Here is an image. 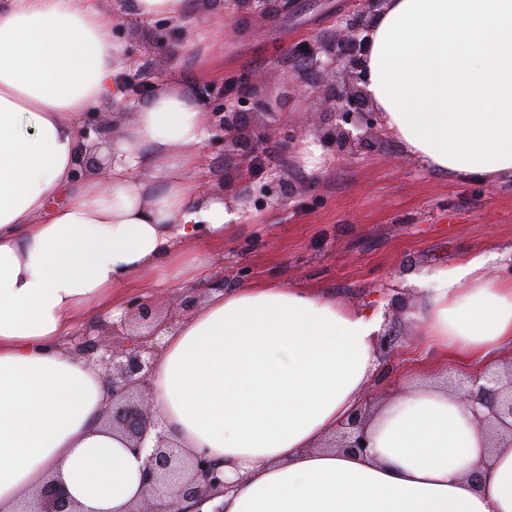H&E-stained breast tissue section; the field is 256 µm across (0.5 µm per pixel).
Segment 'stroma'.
I'll return each mask as SVG.
<instances>
[{"label":"stroma","mask_w":512,"mask_h":512,"mask_svg":"<svg viewBox=\"0 0 512 512\" xmlns=\"http://www.w3.org/2000/svg\"><path fill=\"white\" fill-rule=\"evenodd\" d=\"M99 3L116 16L112 37L137 59L140 78L186 80L203 105L222 97L226 77L261 82L272 71H287V85L268 88L278 102L274 117L285 122L299 117L319 83L312 72L293 75L288 56L306 43L333 39L337 19L355 7L354 0H290L261 23L242 14L201 17V24L224 27L223 38L215 40L163 18L140 24L133 0ZM313 143L306 137L285 154L268 145L251 178L261 186L269 171H279L291 194L287 206L275 210L252 202L249 220L227 228L223 239L202 241L197 255L223 271L229 290L275 280L387 316L398 336L393 355L382 378L360 394L373 406L421 383L471 374V367L459 362L439 366L423 357L408 313L421 298L418 279L433 277L464 256H487L488 275L512 278V181L489 185L478 177L436 175L387 132L354 155L320 151L319 164L311 167L305 157ZM205 157L204 185L235 199L241 169L233 156L209 142ZM190 290V284L174 279L161 285L133 279L117 287L116 311L126 312L129 301L140 298L181 321L179 303ZM113 312H100L94 324L80 323L69 345L89 334H109L115 346L124 345L125 335L112 331Z\"/></svg>","instance_id":"obj_1"}]
</instances>
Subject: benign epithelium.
<instances>
[{
  "mask_svg": "<svg viewBox=\"0 0 512 512\" xmlns=\"http://www.w3.org/2000/svg\"><path fill=\"white\" fill-rule=\"evenodd\" d=\"M385 0H358L354 11L340 21L336 39L318 42L308 48L309 60L322 73L324 84L318 91L324 104L332 108L336 123L328 124L325 114L309 110L298 124L276 123L254 127L251 115L271 113L272 105L258 84L248 85L251 112L240 110L241 101L222 100L213 105V139L232 146L241 156L251 158L260 147L274 143L286 152L303 133L312 132L317 142L333 144L336 151L352 154L369 144L376 121L375 112L360 83L363 82V33L370 16ZM238 8L257 20L270 17L272 0H236ZM130 313L144 325L131 344L115 348L106 340L86 339L76 352L79 356L103 363L112 369V397L103 420L121 433L135 456H145L141 480L143 499L130 512H201V507L224 494V471L204 452H185L158 431L152 407V377L160 350L158 334L174 328L167 317L158 315L154 306L138 298L129 303ZM459 402L484 408L475 414L479 426L487 430L493 447L512 444V365L506 371L485 370L452 386ZM369 409L359 405L340 422L328 447L364 455L370 450L367 434ZM23 512H77L65 484L55 478L40 483Z\"/></svg>",
  "mask_w": 512,
  "mask_h": 512,
  "instance_id": "7a95c632",
  "label": "benign epithelium"
}]
</instances>
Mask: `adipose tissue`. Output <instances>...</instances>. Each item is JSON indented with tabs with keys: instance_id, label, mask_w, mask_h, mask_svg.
<instances>
[{
	"instance_id": "ef3b65f1",
	"label": "adipose tissue",
	"mask_w": 512,
	"mask_h": 512,
	"mask_svg": "<svg viewBox=\"0 0 512 512\" xmlns=\"http://www.w3.org/2000/svg\"><path fill=\"white\" fill-rule=\"evenodd\" d=\"M177 24L208 0H136ZM97 0H0V512L45 478L80 512H129L143 462L102 423L108 381L69 347L78 315L134 277L194 280L201 232L242 218L202 192L210 114L171 79L133 102L137 64ZM365 89L393 137L437 174L512 181V0H386ZM123 116L108 180L87 112ZM463 258L421 284L428 350L487 367L512 345V281ZM374 311L299 286L237 288L159 335L154 410L220 463L224 512H512V447L488 452L471 411L424 388L380 407L371 451L323 449L378 361ZM482 468L480 484L469 474Z\"/></svg>"
}]
</instances>
